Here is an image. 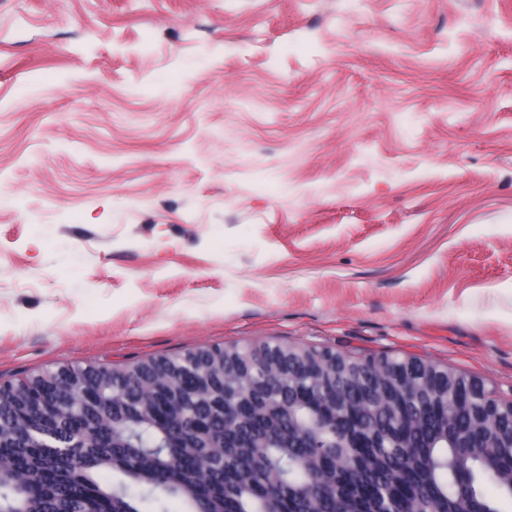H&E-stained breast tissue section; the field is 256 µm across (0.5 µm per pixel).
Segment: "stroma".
Here are the masks:
<instances>
[{
	"label": "stroma",
	"instance_id": "stroma-1",
	"mask_svg": "<svg viewBox=\"0 0 512 512\" xmlns=\"http://www.w3.org/2000/svg\"><path fill=\"white\" fill-rule=\"evenodd\" d=\"M263 343L512 398V0H0V379Z\"/></svg>",
	"mask_w": 512,
	"mask_h": 512
}]
</instances>
